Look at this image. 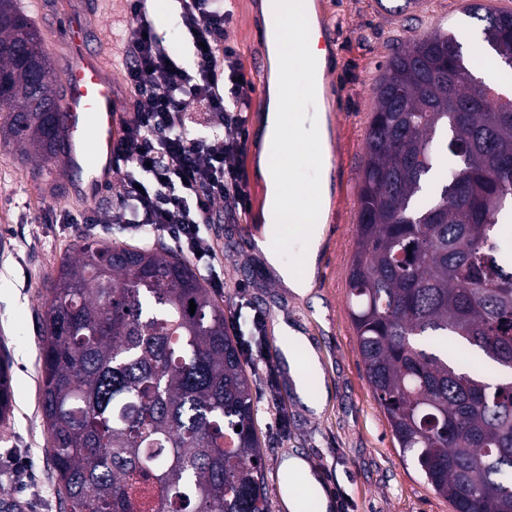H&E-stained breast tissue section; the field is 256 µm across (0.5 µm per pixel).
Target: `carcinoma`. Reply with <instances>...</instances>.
<instances>
[{
	"instance_id": "1",
	"label": "carcinoma",
	"mask_w": 512,
	"mask_h": 512,
	"mask_svg": "<svg viewBox=\"0 0 512 512\" xmlns=\"http://www.w3.org/2000/svg\"><path fill=\"white\" fill-rule=\"evenodd\" d=\"M512 69V12L467 7ZM0 148L62 155L54 71L0 0ZM454 36L410 41L376 86L349 274L370 388L403 456L454 512H512V97L482 96ZM41 408L64 512H270L252 381L224 307L180 256L85 240L42 294ZM195 312H190L189 301ZM10 366L0 360V424ZM241 430H235L236 426Z\"/></svg>"
}]
</instances>
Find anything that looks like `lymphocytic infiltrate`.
Returning a JSON list of instances; mask_svg holds the SVG:
<instances>
[{
  "mask_svg": "<svg viewBox=\"0 0 512 512\" xmlns=\"http://www.w3.org/2000/svg\"><path fill=\"white\" fill-rule=\"evenodd\" d=\"M148 2L128 0L123 66L135 102L115 148L120 189L109 221L132 235L169 237L219 288L218 245L207 224L216 205L232 221L251 208L242 162L255 86L229 38L225 0H176L192 45L187 64L172 59Z\"/></svg>",
  "mask_w": 512,
  "mask_h": 512,
  "instance_id": "obj_1",
  "label": "lymphocytic infiltrate"
}]
</instances>
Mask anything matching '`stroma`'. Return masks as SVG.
<instances>
[{
	"mask_svg": "<svg viewBox=\"0 0 512 512\" xmlns=\"http://www.w3.org/2000/svg\"><path fill=\"white\" fill-rule=\"evenodd\" d=\"M320 0L321 18L336 39L328 58L337 100L308 103L306 115L325 114L331 171L304 168L307 184L331 187L313 288L300 298L281 288L254 238L261 230L265 188L257 173L267 101L253 93L249 141L243 170L252 206L237 223L216 213L213 229L224 245V303L230 332L251 341V317L264 319L262 351L245 356L257 408L255 428L262 443L264 479L271 512H285L280 464L298 455L310 462L321 490L330 494L329 512H453L451 504L402 458L383 408L366 379L348 304V274L357 240V210L365 142L375 107V85L394 48L433 29L452 31L470 49L479 27L465 14L462 0ZM40 31L56 75H63L69 52L62 41L66 19L91 18L89 40L114 78L121 110L133 96L122 66L127 23L125 0H19ZM231 38L248 75L266 45L255 0H233ZM30 165L0 150V352L12 362L13 413L0 424V499L16 498L23 512H60L55 476L47 459L48 438L40 405L39 338L45 315L42 294L48 277L73 255L83 237L118 243L135 238L106 217L116 203L114 190L87 200L75 189L69 170L57 166L52 177L62 186L54 195L32 179ZM301 330L317 350L325 395L320 415L306 412L294 396L286 365L275 359L277 314Z\"/></svg>",
	"mask_w": 512,
	"mask_h": 512,
	"instance_id": "35a3bbf8",
	"label": "stroma"
}]
</instances>
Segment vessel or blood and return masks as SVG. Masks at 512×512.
<instances>
[{"mask_svg": "<svg viewBox=\"0 0 512 512\" xmlns=\"http://www.w3.org/2000/svg\"><path fill=\"white\" fill-rule=\"evenodd\" d=\"M85 15L66 22V43L71 61L65 71L58 110L63 117V138L69 171L83 196L93 197L112 181V148L119 136L115 86L98 53L86 44Z\"/></svg>", "mask_w": 512, "mask_h": 512, "instance_id": "1", "label": "vessel or blood"}]
</instances>
